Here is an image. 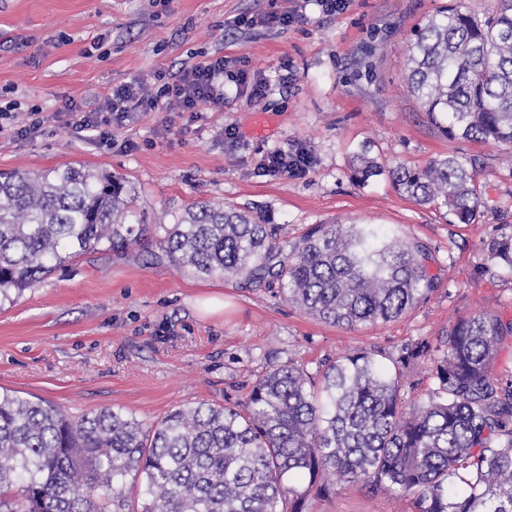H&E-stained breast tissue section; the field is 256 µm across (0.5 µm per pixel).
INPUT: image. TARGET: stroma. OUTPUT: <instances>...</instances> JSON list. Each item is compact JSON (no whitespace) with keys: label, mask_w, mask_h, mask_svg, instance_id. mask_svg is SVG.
Listing matches in <instances>:
<instances>
[{"label":"stroma","mask_w":512,"mask_h":512,"mask_svg":"<svg viewBox=\"0 0 512 512\" xmlns=\"http://www.w3.org/2000/svg\"><path fill=\"white\" fill-rule=\"evenodd\" d=\"M454 0H352L333 16L313 0H279L298 10L292 26L236 27L263 0H0V89L13 86L15 112L41 106L42 135H0V172L83 165L120 178L152 230L126 253H87L18 299L0 305V392L52 403L66 415L104 407L153 423L198 402L240 401L266 370L294 362L321 379L355 351L397 357L411 344L437 343L459 319L488 313L512 321V272L487 247L512 236V146L451 141L410 93L404 48L416 28ZM228 71L252 62L265 97L227 82L224 109L198 119L137 112L117 139L139 150L105 148L65 135V101L147 79L208 57ZM236 129V137L223 133ZM306 146L302 178L265 174L274 150ZM412 169L449 154L475 167L480 217L455 224L445 209L421 206L386 177L360 185L356 154ZM201 201L257 212L289 242L318 224H383L422 242L435 261L437 289L398 319L333 326L289 303L279 284L199 277L165 256L163 228ZM303 512H417L411 498L334 483L313 491Z\"/></svg>","instance_id":"stroma-1"}]
</instances>
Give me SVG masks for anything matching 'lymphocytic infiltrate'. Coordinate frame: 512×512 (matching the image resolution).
Instances as JSON below:
<instances>
[{
	"label": "lymphocytic infiltrate",
	"mask_w": 512,
	"mask_h": 512,
	"mask_svg": "<svg viewBox=\"0 0 512 512\" xmlns=\"http://www.w3.org/2000/svg\"><path fill=\"white\" fill-rule=\"evenodd\" d=\"M224 59L210 57L175 72L156 71L151 79H137L112 87L104 100L90 110L68 101L63 133L89 132L101 145L136 151L133 140L116 141L113 131L135 112L175 111L198 118L203 111L218 112L224 106ZM310 151L301 145L267 154L263 169L270 175L305 176L312 165Z\"/></svg>",
	"instance_id": "obj_1"
}]
</instances>
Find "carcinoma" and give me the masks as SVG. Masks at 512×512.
Segmentation results:
<instances>
[{
  "mask_svg": "<svg viewBox=\"0 0 512 512\" xmlns=\"http://www.w3.org/2000/svg\"><path fill=\"white\" fill-rule=\"evenodd\" d=\"M481 20L452 5L405 46L411 92L451 141L512 143V0ZM385 176L416 204H440L460 224L484 206L474 170L456 156L422 169L358 158L354 179ZM135 194L87 167L0 172V304L95 250L141 245ZM165 232L178 267L206 276L271 278L288 301L326 322H388L437 288L431 252L374 224L318 225L288 246L277 226L202 202ZM512 271V236L489 244ZM512 322L479 313L438 343L389 362L338 358L315 382L288 361L242 402L176 408L147 424L110 407L73 418L42 400L0 392V512H301L328 479L414 499L417 512H512V378L492 373ZM429 363L436 387L401 395Z\"/></svg>",
  "mask_w": 512,
  "mask_h": 512,
  "instance_id": "1",
  "label": "carcinoma"
}]
</instances>
